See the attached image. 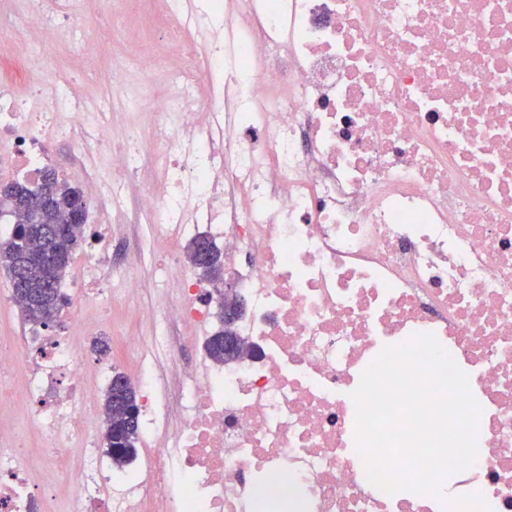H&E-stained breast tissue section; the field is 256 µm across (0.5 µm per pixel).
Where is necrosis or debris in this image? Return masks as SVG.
I'll list each match as a JSON object with an SVG mask.
<instances>
[{"instance_id":"necrosis-or-debris-1","label":"necrosis or debris","mask_w":512,"mask_h":512,"mask_svg":"<svg viewBox=\"0 0 512 512\" xmlns=\"http://www.w3.org/2000/svg\"><path fill=\"white\" fill-rule=\"evenodd\" d=\"M130 53L154 86L95 63L111 31H88L68 0H0V168L38 173L53 148L81 159L98 240L129 208L163 254L158 306L174 335L123 336L177 358L208 325L209 283L178 239L206 231L224 280L249 301V350L177 372L160 408L137 375L143 463L113 476L94 416L97 386L75 344L45 334L0 346L26 369L30 420L53 451L45 485L0 425V512H435L432 497L370 484L351 397L383 347L433 334L481 407V455L464 494L512 512V0H123ZM56 46L70 71L47 72ZM146 136L114 142L120 126ZM114 151L110 176L93 154ZM84 264L62 315L136 306L139 278Z\"/></svg>"}]
</instances>
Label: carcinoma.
Masks as SVG:
<instances>
[{
  "instance_id": "cac0c4a2",
  "label": "carcinoma",
  "mask_w": 512,
  "mask_h": 512,
  "mask_svg": "<svg viewBox=\"0 0 512 512\" xmlns=\"http://www.w3.org/2000/svg\"><path fill=\"white\" fill-rule=\"evenodd\" d=\"M79 195V190L69 186L48 167L42 170L39 183L31 185L15 181L9 194L0 195V217L25 209L34 218V223L15 224L6 236H0V270H6L10 277L19 269L25 273V290L20 292L14 287L12 291L20 304L21 316L27 322L44 325L67 302L61 283L84 239L73 230L60 235H50L48 230L68 223L72 201ZM203 240L205 237L198 236L189 242V263L204 280L224 278L223 254L215 243H210L207 267L197 264ZM206 351L217 363L234 361V357L226 355L220 333L208 338ZM102 409L107 454L112 463L127 464L136 456L139 442V417L125 420L128 410L139 411L136 390L126 379L110 383L104 393Z\"/></svg>"
}]
</instances>
